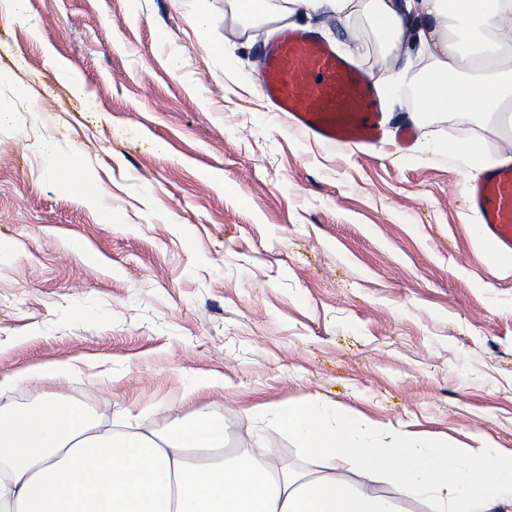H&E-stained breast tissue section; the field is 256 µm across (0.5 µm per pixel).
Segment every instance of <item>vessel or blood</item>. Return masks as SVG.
Instances as JSON below:
<instances>
[{"label":"vessel or blood","instance_id":"obj_1","mask_svg":"<svg viewBox=\"0 0 512 512\" xmlns=\"http://www.w3.org/2000/svg\"><path fill=\"white\" fill-rule=\"evenodd\" d=\"M262 80L275 111L294 131L326 145L372 143L384 114L368 74L307 31H284L266 52ZM482 232L512 250V165L491 168L469 188Z\"/></svg>","mask_w":512,"mask_h":512}]
</instances>
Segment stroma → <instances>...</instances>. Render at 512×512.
Wrapping results in <instances>:
<instances>
[{"instance_id":"35a3bbf8","label":"stroma","mask_w":512,"mask_h":512,"mask_svg":"<svg viewBox=\"0 0 512 512\" xmlns=\"http://www.w3.org/2000/svg\"><path fill=\"white\" fill-rule=\"evenodd\" d=\"M294 21L386 84L394 54L365 20ZM277 27H246L230 0H30L28 21L0 18V67L16 73L0 86V378L19 379L0 406L59 389L147 429L169 406L204 411L225 447L274 449L302 474L320 460L255 406L319 402L387 432L512 449V254L488 260L465 200L478 173L441 150H500L512 131L406 99L375 145L320 146L264 95ZM45 141L66 174L95 169L102 210L42 175ZM59 365L63 387L24 379ZM213 374L223 387L186 397Z\"/></svg>"}]
</instances>
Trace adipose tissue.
Returning <instances> with one entry per match:
<instances>
[{"instance_id":"ef3b65f1","label":"adipose tissue","mask_w":512,"mask_h":512,"mask_svg":"<svg viewBox=\"0 0 512 512\" xmlns=\"http://www.w3.org/2000/svg\"><path fill=\"white\" fill-rule=\"evenodd\" d=\"M340 20L365 18L407 60L390 91L414 88L432 111L493 121L512 130V0H236L250 20L284 21L299 6ZM276 429L324 460L300 477L274 453L227 451L224 423L174 414L166 428L126 434L120 416L101 423L60 393L33 408L0 413V512H396L395 497L427 499L440 512H512V450L483 442L454 448L412 431L388 441L350 413L320 404L262 409ZM359 483H351L348 473Z\"/></svg>"}]
</instances>
